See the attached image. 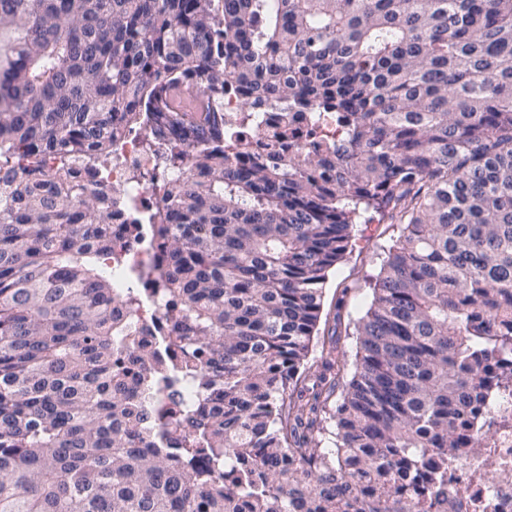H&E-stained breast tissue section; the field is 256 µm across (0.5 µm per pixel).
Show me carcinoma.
Segmentation results:
<instances>
[{"label":"carcinoma","mask_w":512,"mask_h":512,"mask_svg":"<svg viewBox=\"0 0 512 512\" xmlns=\"http://www.w3.org/2000/svg\"><path fill=\"white\" fill-rule=\"evenodd\" d=\"M228 89L267 142L224 127ZM130 132L189 171L160 208L74 176ZM2 172L0 512L427 510L512 383V0H0ZM384 220L370 306L309 361L354 227ZM126 222L161 264L117 299ZM156 294L155 344L118 307Z\"/></svg>","instance_id":"carcinoma-1"}]
</instances>
